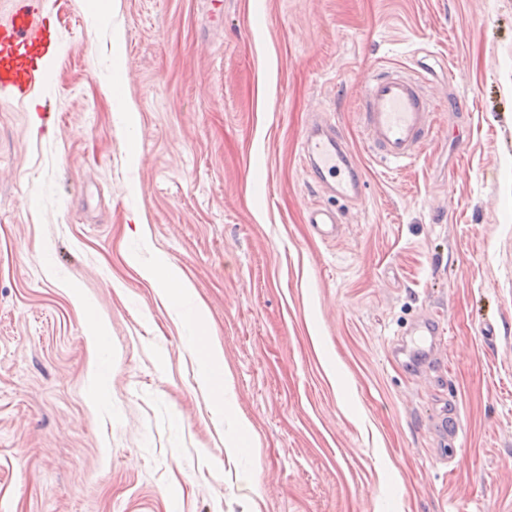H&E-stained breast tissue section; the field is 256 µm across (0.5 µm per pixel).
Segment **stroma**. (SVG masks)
I'll return each instance as SVG.
<instances>
[{
  "label": "stroma",
  "mask_w": 512,
  "mask_h": 512,
  "mask_svg": "<svg viewBox=\"0 0 512 512\" xmlns=\"http://www.w3.org/2000/svg\"><path fill=\"white\" fill-rule=\"evenodd\" d=\"M44 5L54 84L0 102V512H512V0ZM422 51L458 105L394 172L363 80ZM316 109L364 168L333 243L304 222ZM160 258L189 296L139 276ZM436 308L417 376L393 348ZM193 349L199 354L204 365V383L210 392L214 414L223 416L231 413V408L224 406V352L222 348L208 337L203 345L195 343Z\"/></svg>",
  "instance_id": "stroma-1"
}]
</instances>
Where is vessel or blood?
I'll list each match as a JSON object with an SVG mask.
<instances>
[{
    "label": "vessel or blood",
    "mask_w": 512,
    "mask_h": 512,
    "mask_svg": "<svg viewBox=\"0 0 512 512\" xmlns=\"http://www.w3.org/2000/svg\"><path fill=\"white\" fill-rule=\"evenodd\" d=\"M58 54L41 0H0L1 98L20 101L50 86ZM440 103L419 69L403 65L373 69L363 84L358 113L368 152L394 171L412 164L438 129ZM300 160L308 183L335 203L361 198L364 177L335 123L318 117L309 122ZM335 203L315 204L305 213L306 224L327 243L343 231V216ZM441 333L437 317L423 318L413 331V355H428Z\"/></svg>",
    "instance_id": "vessel-or-blood-1"
}]
</instances>
